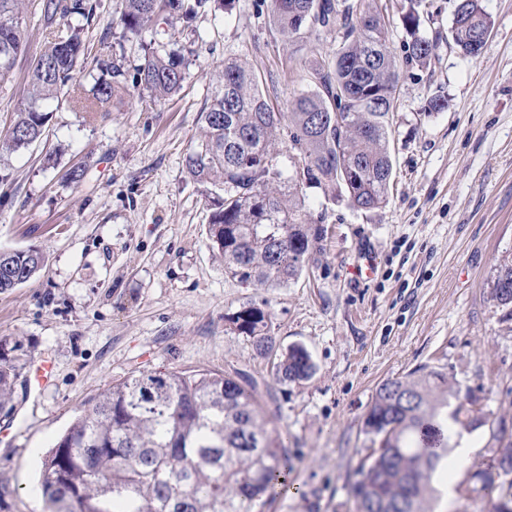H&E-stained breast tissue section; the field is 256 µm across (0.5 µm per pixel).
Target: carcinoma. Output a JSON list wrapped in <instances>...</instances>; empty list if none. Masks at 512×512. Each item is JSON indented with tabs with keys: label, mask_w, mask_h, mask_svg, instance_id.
Segmentation results:
<instances>
[{
	"label": "carcinoma",
	"mask_w": 512,
	"mask_h": 512,
	"mask_svg": "<svg viewBox=\"0 0 512 512\" xmlns=\"http://www.w3.org/2000/svg\"><path fill=\"white\" fill-rule=\"evenodd\" d=\"M25 0H0V84L23 52ZM421 0H409L401 21L409 37L405 63L430 64L437 41L421 32ZM224 0H120L123 34L159 23L188 28ZM96 0H43L45 41L28 74L27 92L0 152L41 140L52 104L68 93L72 110L94 117L133 95L152 104L178 93L186 54L161 43L128 74L121 60L97 59L90 93L79 89L91 49L82 22ZM378 0H270L278 33L290 41L306 29H345L335 59L316 70L318 91L275 111L261 80L243 63L224 64L200 111L201 135L185 156L191 179L211 202L209 239L224 274L242 283L284 286L323 250L326 229L306 222L298 187L314 184L325 198L342 197L370 212L387 201L393 174L391 117L401 63ZM64 24L57 23V20ZM492 25L483 0H455L448 43L466 58L484 46L474 33ZM289 135L302 166L285 176L276 142ZM45 257L34 248L0 250V293L36 276ZM492 299L512 305V258L495 268ZM225 319L263 356L273 348L270 316L249 305ZM17 346L0 340V405L11 399L23 368ZM307 349L292 345L276 366L280 381L311 376ZM465 430L486 424L460 401L448 374L423 366L384 380L365 419L375 446L361 464L355 512H430L434 479L448 477V423ZM494 467L512 476V444L495 451ZM288 448L269 427L256 384L208 369L152 370L112 385L81 413L41 461L48 512H255L268 492L287 482ZM492 512H512V479L483 483Z\"/></svg>",
	"instance_id": "obj_1"
}]
</instances>
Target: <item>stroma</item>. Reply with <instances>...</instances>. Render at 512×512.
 <instances>
[{"label": "stroma", "instance_id": "35a3bbf8", "mask_svg": "<svg viewBox=\"0 0 512 512\" xmlns=\"http://www.w3.org/2000/svg\"><path fill=\"white\" fill-rule=\"evenodd\" d=\"M86 26L92 55L141 64L154 31L124 40L117 0ZM422 30L438 38L430 65L405 67L394 100V170L386 205L360 212L303 191L327 229L324 252L288 285L260 288L224 274L208 234L210 210L184 158L200 135L199 112L225 62L246 63L274 108L315 90L316 69L343 44L340 28L284 41L267 0H232L200 16L196 54L178 95L148 108L139 98L89 119L60 101L41 142L0 156V249L34 247V278L0 293V339L25 364L51 361L44 386L19 377L0 408V512H47L40 461L88 403L113 383L153 369H211L252 379L284 433L287 488L261 512H354L353 489L371 445L364 428L385 379L444 368L487 423L468 431L473 453L460 481L471 497L436 494L435 512H488L476 475L512 443V311L491 298L495 265L512 253V0H484L493 21L484 52L448 47L453 0H424ZM26 50L0 85V137L22 101L45 36L40 0H28ZM448 106L433 112L435 97ZM87 169L63 182L73 165ZM372 253L374 273L352 266ZM267 301L275 352L258 355L226 314ZM311 354L308 379L284 383L276 355Z\"/></svg>", "mask_w": 512, "mask_h": 512}]
</instances>
